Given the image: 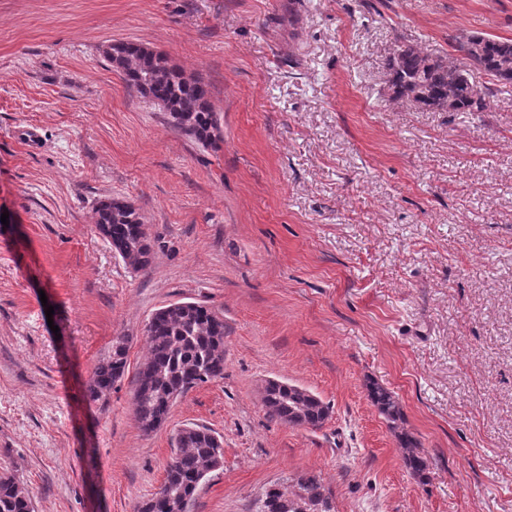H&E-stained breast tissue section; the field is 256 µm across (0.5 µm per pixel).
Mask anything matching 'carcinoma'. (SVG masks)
Segmentation results:
<instances>
[{"label": "carcinoma", "instance_id": "carcinoma-1", "mask_svg": "<svg viewBox=\"0 0 512 512\" xmlns=\"http://www.w3.org/2000/svg\"><path fill=\"white\" fill-rule=\"evenodd\" d=\"M458 49L472 65L491 76L500 89L512 87V40L469 34ZM107 60L120 70L126 84L148 97L169 116L180 133L206 148L222 142L219 119L213 112L207 85L172 65L169 58L141 44H113ZM387 87L392 100H406L432 112H483L487 92L475 89L469 74L445 60L401 44L386 61ZM95 227L112 251L133 271L153 262L154 245L137 208L124 200L105 198L95 206ZM148 353L134 375L133 406L139 429L151 433L166 420L176 399L190 389L224 377V315L198 302H173L157 309L145 327ZM127 370V347L112 343V352L98 361L87 383L86 397L104 401ZM368 397L404 449L406 465L420 477L428 465L417 442L401 429L402 412L396 397L376 382ZM266 415L282 423L319 428L330 406L297 385H274L261 396ZM218 434L202 425H187L172 438V455L165 478L136 512H189L197 489L221 467L224 449ZM0 512H32L27 487L7 472L0 475ZM254 512H335L332 493L313 472L286 478L267 487L255 501Z\"/></svg>", "mask_w": 512, "mask_h": 512}]
</instances>
